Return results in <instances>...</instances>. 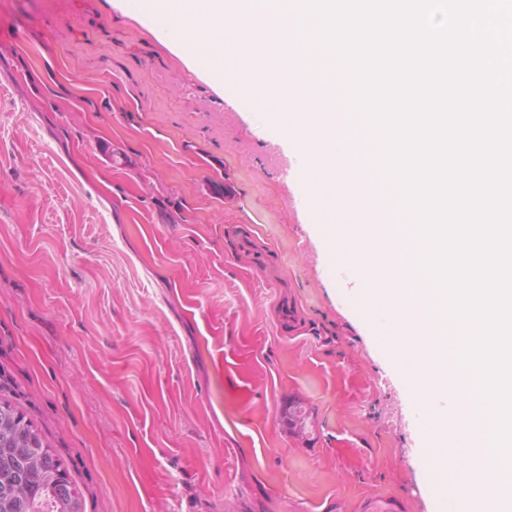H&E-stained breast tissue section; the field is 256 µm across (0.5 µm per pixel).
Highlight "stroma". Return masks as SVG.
<instances>
[{"label":"stroma","instance_id":"35a3bbf8","mask_svg":"<svg viewBox=\"0 0 512 512\" xmlns=\"http://www.w3.org/2000/svg\"><path fill=\"white\" fill-rule=\"evenodd\" d=\"M120 0H0V400L81 512H438L289 144Z\"/></svg>","mask_w":512,"mask_h":512}]
</instances>
